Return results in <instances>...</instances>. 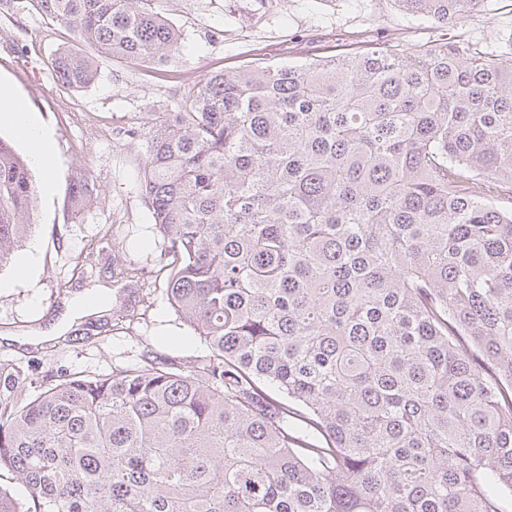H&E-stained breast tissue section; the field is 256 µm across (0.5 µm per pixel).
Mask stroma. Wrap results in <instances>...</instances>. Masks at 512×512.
Listing matches in <instances>:
<instances>
[{
	"label": "stroma",
	"instance_id": "1",
	"mask_svg": "<svg viewBox=\"0 0 512 512\" xmlns=\"http://www.w3.org/2000/svg\"><path fill=\"white\" fill-rule=\"evenodd\" d=\"M154 7L179 31L174 60L159 66L102 58L96 81L78 90L62 88L52 68L55 54L71 47L70 32L31 6L0 10V79L52 131L58 155L52 193L35 200L30 241L39 250L38 275L0 288V361L93 375L136 362L147 346L188 359L203 355V341L166 299L162 241L141 187L142 140L154 118L183 109L188 87L211 73L255 61L298 64L385 42L423 45L441 36L394 0H154ZM451 34L460 46L501 47L512 38V0H487ZM82 175L98 191L76 208L70 188ZM116 255L154 281L149 303L140 302L136 282L110 274ZM91 262L101 272L87 279L82 269ZM89 291L109 303H134L141 319L92 338L70 330L38 341Z\"/></svg>",
	"mask_w": 512,
	"mask_h": 512
}]
</instances>
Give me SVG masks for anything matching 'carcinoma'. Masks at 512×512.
<instances>
[{"label":"carcinoma","mask_w":512,"mask_h":512,"mask_svg":"<svg viewBox=\"0 0 512 512\" xmlns=\"http://www.w3.org/2000/svg\"><path fill=\"white\" fill-rule=\"evenodd\" d=\"M96 57L164 65L153 0H31ZM443 27L485 0H395ZM166 297L208 348L107 374L0 363V512H508L512 52L383 44L212 74L144 137ZM97 192L77 181L71 203ZM0 138V268L31 236ZM120 304L98 332L133 323Z\"/></svg>","instance_id":"carcinoma-1"}]
</instances>
